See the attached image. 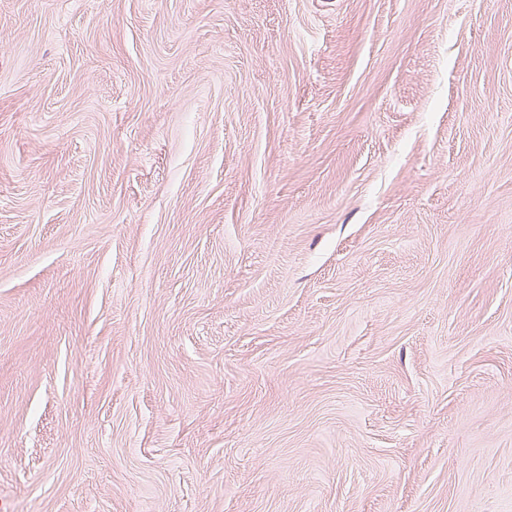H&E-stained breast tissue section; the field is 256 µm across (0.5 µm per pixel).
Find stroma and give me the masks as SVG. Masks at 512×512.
I'll return each mask as SVG.
<instances>
[{"label": "stroma", "instance_id": "35a3bbf8", "mask_svg": "<svg viewBox=\"0 0 512 512\" xmlns=\"http://www.w3.org/2000/svg\"><path fill=\"white\" fill-rule=\"evenodd\" d=\"M6 512H512V0H0Z\"/></svg>", "mask_w": 512, "mask_h": 512}]
</instances>
